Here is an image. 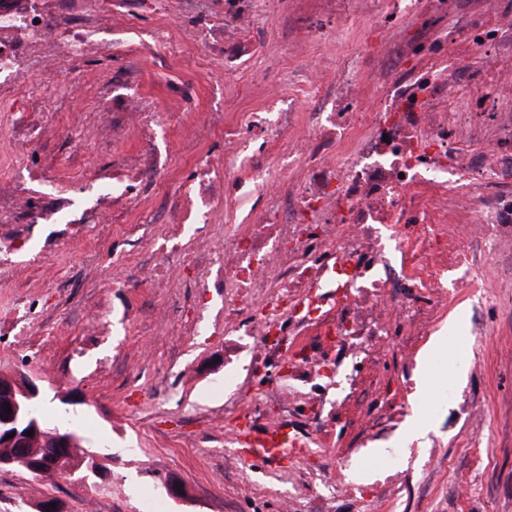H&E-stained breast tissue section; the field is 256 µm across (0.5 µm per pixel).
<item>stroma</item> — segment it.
<instances>
[{"label": "stroma", "mask_w": 512, "mask_h": 512, "mask_svg": "<svg viewBox=\"0 0 512 512\" xmlns=\"http://www.w3.org/2000/svg\"><path fill=\"white\" fill-rule=\"evenodd\" d=\"M161 27L171 37L157 49L166 58L162 70L156 55L129 51ZM91 30L99 50L76 60L68 73L42 65L55 51L53 40L31 47L15 31H0V46L15 48L29 78L64 88L50 100L13 98L14 111L36 116L42 126L43 144L29 163L43 173L37 188L45 203L59 186L140 153L137 130L113 141L97 117L113 91L174 113L155 140L169 150L165 189L172 192L196 152H223L213 114L243 120L265 99L294 92L295 66L342 60L353 43L376 36L355 18L332 38L303 42L294 57L282 23L269 19L265 48L250 61L247 77L226 82L218 76L219 61L196 44L178 0H148L128 29L102 0ZM75 125L104 147L87 159L75 155L66 135ZM154 206V198H145L124 218L142 227L135 246L109 223L0 226V238L13 247L0 261V375L36 381L49 421L61 397L72 396L79 446H97L112 471L111 481L88 484L61 475L37 481L2 469L0 512H31L28 502L38 498L57 500L62 512H282L290 493L294 512H512V244L489 252L483 243L458 239L461 252L481 255L469 274L471 287H459V273H449L448 300L438 312L442 325L455 310L464 311L459 339L433 351L429 336L399 326L384 356L341 366V373L356 377L344 404H337L335 386L320 387L318 397L331 411L309 426L314 445L306 457L276 468L230 469L224 410L244 402L235 384L224 381L223 290L183 287V269L175 270L171 288L112 285L130 260L148 263L163 234L161 225L144 222ZM459 355L461 380L451 374ZM420 364L430 378L425 389L414 380ZM421 401L435 406L431 429L402 446L396 441L401 421H390L386 408L408 419ZM371 448L382 454L362 480L349 473L337 478V458L353 462ZM394 459L401 463L400 480L378 488ZM294 469L306 475L291 489L280 478ZM173 481L184 488L182 499L171 496Z\"/></svg>", "instance_id": "1"}]
</instances>
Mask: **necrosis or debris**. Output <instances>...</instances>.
I'll list each match as a JSON object with an SVG mask.
<instances>
[{"label":"necrosis or debris","instance_id":"4bbe7bcc","mask_svg":"<svg viewBox=\"0 0 512 512\" xmlns=\"http://www.w3.org/2000/svg\"><path fill=\"white\" fill-rule=\"evenodd\" d=\"M357 0H182L183 15L216 47L224 79L240 76L259 47L261 21L278 14L295 40L332 35ZM379 18L374 66L377 97L356 58L323 61L297 85L308 111L278 99L253 113L248 129L225 127L224 143L240 159L228 174L222 158L195 159L176 197L158 204L165 228L146 270L152 287H168L175 265L191 269L189 288L224 291V375L247 353L252 372L279 367L283 387H242L244 408L224 413L225 460L239 466L237 434L254 435L299 419L321 418L326 405L311 387L338 362L384 354L393 325L423 332L445 300L457 254L447 225L493 243L512 236V0H359ZM57 11L27 10V38L55 36L56 62L87 53L86 24ZM160 113L134 98L112 102V133L139 129L151 142ZM9 149L0 179L12 182L0 224H96L86 208L72 216L69 193L50 207L32 199L36 174L24 162L40 130L24 115L0 116ZM167 162L119 160L110 179L112 211L166 180ZM235 195L251 203L242 223L207 235L215 203ZM336 350L335 358L324 347Z\"/></svg>","mask_w":512,"mask_h":512}]
</instances>
